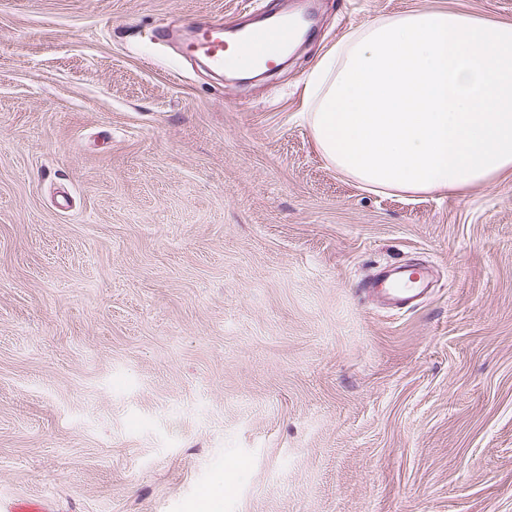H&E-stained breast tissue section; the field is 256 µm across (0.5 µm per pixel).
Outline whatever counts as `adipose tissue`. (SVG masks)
I'll return each mask as SVG.
<instances>
[{
	"instance_id": "1",
	"label": "adipose tissue",
	"mask_w": 512,
	"mask_h": 512,
	"mask_svg": "<svg viewBox=\"0 0 512 512\" xmlns=\"http://www.w3.org/2000/svg\"><path fill=\"white\" fill-rule=\"evenodd\" d=\"M322 157L392 194L460 192L512 176V23L447 10L376 19L308 75Z\"/></svg>"
}]
</instances>
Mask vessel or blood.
Segmentation results:
<instances>
[{"mask_svg": "<svg viewBox=\"0 0 512 512\" xmlns=\"http://www.w3.org/2000/svg\"><path fill=\"white\" fill-rule=\"evenodd\" d=\"M292 37L287 24L277 19L237 35L225 34L223 24L214 20L193 25L191 36L182 44V52L188 57L206 59L217 70L223 69L226 61L235 55L250 53L271 69ZM424 282L423 274H409L401 267L382 269L364 290L366 294L400 310L409 307L422 294Z\"/></svg>", "mask_w": 512, "mask_h": 512, "instance_id": "b4317fda", "label": "vessel or blood"}]
</instances>
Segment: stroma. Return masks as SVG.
I'll return each instance as SVG.
<instances>
[{"label":"stroma","mask_w":512,"mask_h":512,"mask_svg":"<svg viewBox=\"0 0 512 512\" xmlns=\"http://www.w3.org/2000/svg\"><path fill=\"white\" fill-rule=\"evenodd\" d=\"M312 15L274 72L173 23ZM512 0H0V512H512V176L363 189L300 110L370 20ZM430 267L422 302L366 301ZM405 269L406 267L379 270L365 285V293L397 310L408 308L422 294L425 274L414 272L407 278ZM232 485L224 477L209 485L199 497L195 510L203 512H221L224 503V493H229Z\"/></svg>","instance_id":"stroma-1"}]
</instances>
